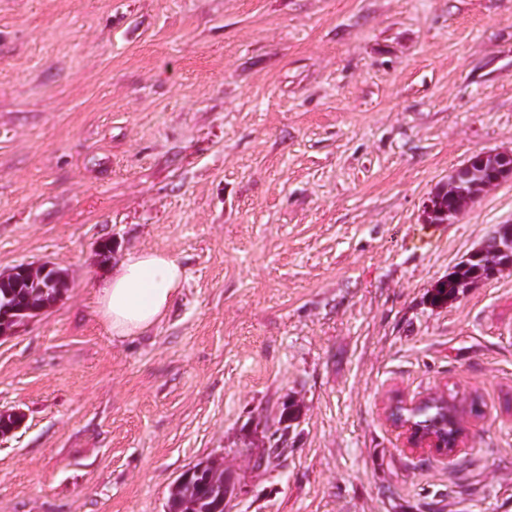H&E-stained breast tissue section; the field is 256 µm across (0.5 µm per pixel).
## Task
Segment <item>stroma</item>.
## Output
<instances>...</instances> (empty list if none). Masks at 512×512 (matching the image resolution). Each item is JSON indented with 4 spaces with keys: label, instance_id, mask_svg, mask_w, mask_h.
<instances>
[{
    "label": "stroma",
    "instance_id": "1",
    "mask_svg": "<svg viewBox=\"0 0 512 512\" xmlns=\"http://www.w3.org/2000/svg\"><path fill=\"white\" fill-rule=\"evenodd\" d=\"M490 151L512 0H0V272L69 281L0 342V512H166L207 458L233 512H512V272L427 300L512 224V178L425 217ZM143 248L186 279L115 340L94 283ZM431 394L467 429L447 458L385 419ZM286 400L288 453L253 469ZM471 170L480 171L477 165L472 164L463 174L466 178L459 176L456 185L449 190L448 185L440 186L429 198L432 207V216H430L432 224H443L444 221H448V211L460 212L463 206L469 201H474L484 191L481 184L485 183L489 176L486 175L487 179L484 180V177H477Z\"/></svg>",
    "mask_w": 512,
    "mask_h": 512
}]
</instances>
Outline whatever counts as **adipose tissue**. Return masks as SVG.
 <instances>
[{"mask_svg":"<svg viewBox=\"0 0 512 512\" xmlns=\"http://www.w3.org/2000/svg\"><path fill=\"white\" fill-rule=\"evenodd\" d=\"M184 277L182 264L165 251L127 252L95 286L97 318L115 339L144 335L168 313Z\"/></svg>","mask_w":512,"mask_h":512,"instance_id":"ef3b65f1","label":"adipose tissue"}]
</instances>
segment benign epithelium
<instances>
[{"label":"benign epithelium","instance_id":"obj_1","mask_svg":"<svg viewBox=\"0 0 512 512\" xmlns=\"http://www.w3.org/2000/svg\"><path fill=\"white\" fill-rule=\"evenodd\" d=\"M512 172V153L506 152L499 157V163L489 171L491 184H496L502 177ZM20 278L27 287L36 289L40 295L37 300H30L26 305H19L10 295L0 298V340L19 333L28 322L40 316L55 302L63 297L67 287L62 270L51 262H26L15 266L7 272L0 273V283ZM419 404L417 400L397 398L389 405L387 417L392 426L401 434L405 447L414 451H431L439 456H451L463 446L466 431L464 428L451 435L424 434L411 421H403L397 415V408H410Z\"/></svg>","mask_w":512,"mask_h":512}]
</instances>
